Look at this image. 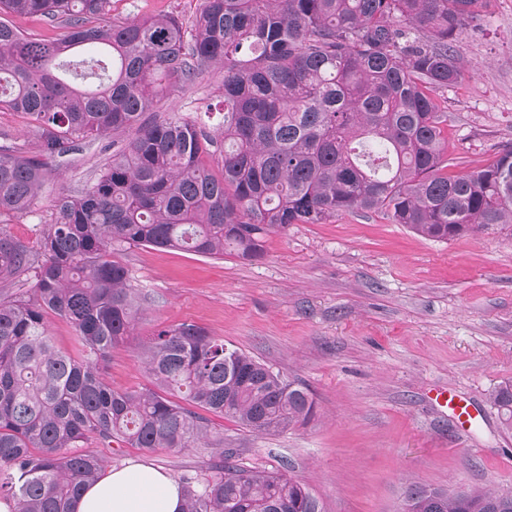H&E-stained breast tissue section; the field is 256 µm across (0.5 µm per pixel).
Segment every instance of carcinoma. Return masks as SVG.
I'll use <instances>...</instances> for the list:
<instances>
[{
    "label": "carcinoma",
    "instance_id": "carcinoma-1",
    "mask_svg": "<svg viewBox=\"0 0 512 512\" xmlns=\"http://www.w3.org/2000/svg\"><path fill=\"white\" fill-rule=\"evenodd\" d=\"M110 3L0 0V14L54 32L34 38L0 18V109L25 114L40 142L36 154L0 145V215L31 210L47 158L126 136L89 188L57 198L39 253L0 228V284L33 280L0 297V497L18 512H69L106 467L76 451L90 439L182 449L207 437L208 413L277 433L313 412L305 389L191 323L143 346L152 387L112 388L99 363L138 320L114 250L254 260L271 233L359 210L439 242L512 231V147L448 174L434 97L461 77L460 36L490 0H201L193 18L134 21L112 17ZM214 67L224 141L204 121L155 115ZM50 313L74 326L82 359L54 345ZM488 401L512 432V379ZM183 512L323 510L294 478L226 461L188 482ZM402 512H512V492L412 485Z\"/></svg>",
    "mask_w": 512,
    "mask_h": 512
}]
</instances>
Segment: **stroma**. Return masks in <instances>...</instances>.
<instances>
[{"label": "stroma", "mask_w": 512, "mask_h": 512, "mask_svg": "<svg viewBox=\"0 0 512 512\" xmlns=\"http://www.w3.org/2000/svg\"><path fill=\"white\" fill-rule=\"evenodd\" d=\"M200 0H111L118 18L193 17ZM462 77L438 93L450 173L512 146V0H491L466 31ZM221 74L161 101L159 112L219 109ZM112 157L108 137L77 141L50 160L27 215L0 227L38 250L60 194L83 191ZM136 287L132 336L100 363L116 389L147 386L141 344L161 326L193 323L304 387L315 403L302 425L260 434L211 418L204 444L144 452L121 444L108 467L144 461L178 484L230 459L305 483L324 512H398L410 484L512 491V435L487 395L512 379V231L494 226L448 241L422 238L380 211L341 213L323 224L270 234L263 257H203L134 246L113 253ZM469 401V431L432 396Z\"/></svg>", "instance_id": "35a3bbf8"}]
</instances>
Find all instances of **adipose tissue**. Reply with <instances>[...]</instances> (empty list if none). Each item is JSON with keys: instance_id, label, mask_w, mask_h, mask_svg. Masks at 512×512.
<instances>
[{"instance_id": "obj_1", "label": "adipose tissue", "mask_w": 512, "mask_h": 512, "mask_svg": "<svg viewBox=\"0 0 512 512\" xmlns=\"http://www.w3.org/2000/svg\"><path fill=\"white\" fill-rule=\"evenodd\" d=\"M184 494L161 468L131 462L86 486L71 512H182Z\"/></svg>"}]
</instances>
